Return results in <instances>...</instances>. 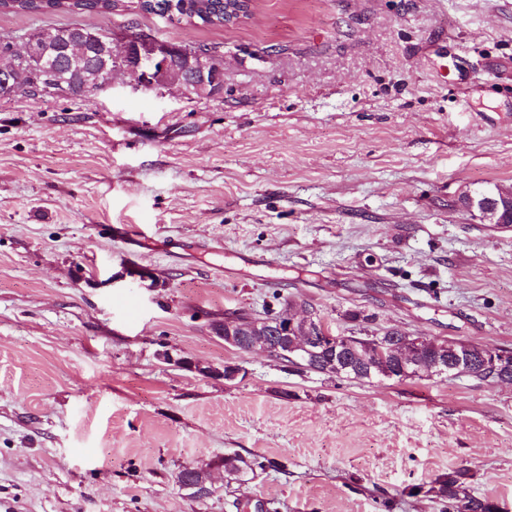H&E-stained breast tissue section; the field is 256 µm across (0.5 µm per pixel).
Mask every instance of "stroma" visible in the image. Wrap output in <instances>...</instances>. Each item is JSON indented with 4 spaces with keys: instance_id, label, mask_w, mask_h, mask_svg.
I'll return each instance as SVG.
<instances>
[{
    "instance_id": "obj_1",
    "label": "stroma",
    "mask_w": 512,
    "mask_h": 512,
    "mask_svg": "<svg viewBox=\"0 0 512 512\" xmlns=\"http://www.w3.org/2000/svg\"><path fill=\"white\" fill-rule=\"evenodd\" d=\"M255 12L0 13L19 38L131 27L224 57L209 99L120 74L88 98L0 97V512H444L433 487L455 469L512 512V385L331 380L214 331L281 296L346 336L512 351V229L455 205L512 186V0ZM228 452L282 468L178 486ZM179 364L186 365L189 369L206 377H221L225 382H234L239 378L243 379L244 376L243 368L235 363H224L222 369L200 362L186 363L183 359H180Z\"/></svg>"
}]
</instances>
